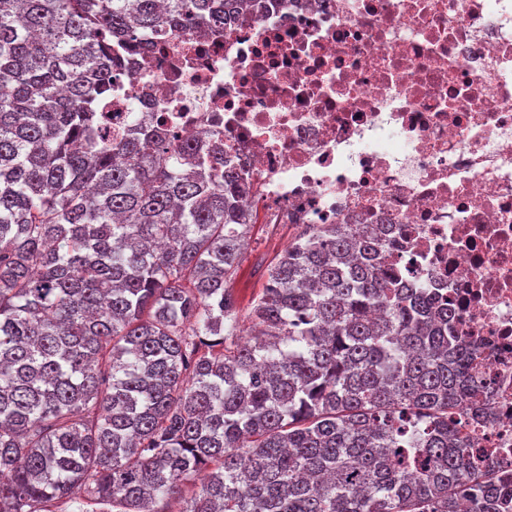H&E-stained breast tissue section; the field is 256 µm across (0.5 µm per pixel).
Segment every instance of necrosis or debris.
I'll return each instance as SVG.
<instances>
[{
    "label": "necrosis or debris",
    "mask_w": 512,
    "mask_h": 512,
    "mask_svg": "<svg viewBox=\"0 0 512 512\" xmlns=\"http://www.w3.org/2000/svg\"><path fill=\"white\" fill-rule=\"evenodd\" d=\"M112 129L223 159L269 224H370L455 303L512 478V0H253L144 34Z\"/></svg>",
    "instance_id": "necrosis-or-debris-1"
}]
</instances>
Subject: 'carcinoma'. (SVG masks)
<instances>
[{"instance_id":"cac0c4a2","label":"carcinoma","mask_w":512,"mask_h":512,"mask_svg":"<svg viewBox=\"0 0 512 512\" xmlns=\"http://www.w3.org/2000/svg\"><path fill=\"white\" fill-rule=\"evenodd\" d=\"M249 0H0V512H500L454 304L357 224L267 267L224 160L101 110L139 34ZM100 130L102 140L82 144Z\"/></svg>"}]
</instances>
